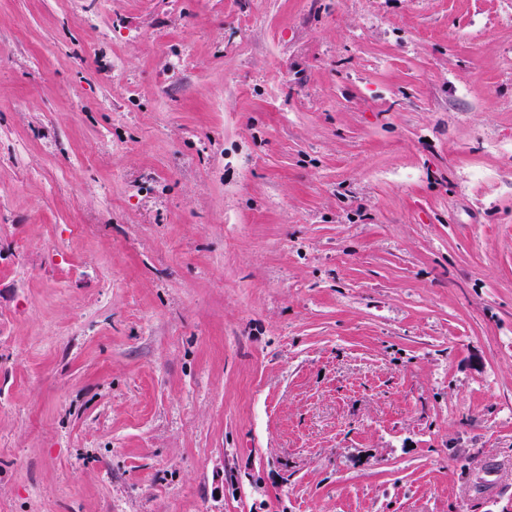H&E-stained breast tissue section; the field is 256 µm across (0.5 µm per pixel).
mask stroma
Wrapping results in <instances>:
<instances>
[{"label": "stroma", "instance_id": "1", "mask_svg": "<svg viewBox=\"0 0 512 512\" xmlns=\"http://www.w3.org/2000/svg\"><path fill=\"white\" fill-rule=\"evenodd\" d=\"M0 512H512V0H0Z\"/></svg>", "mask_w": 512, "mask_h": 512}]
</instances>
